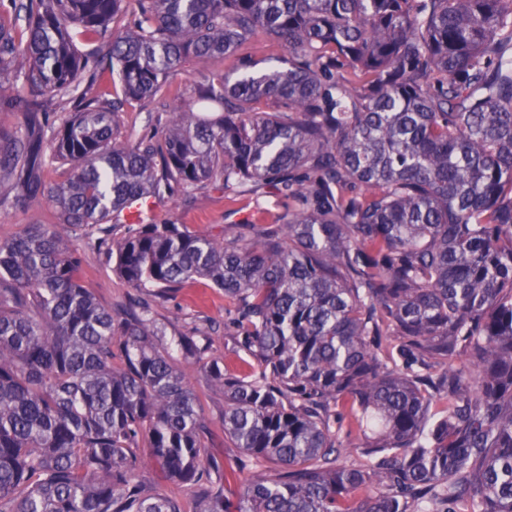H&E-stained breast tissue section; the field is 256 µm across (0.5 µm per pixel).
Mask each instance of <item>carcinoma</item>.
I'll return each mask as SVG.
<instances>
[{"instance_id":"carcinoma-1","label":"carcinoma","mask_w":512,"mask_h":512,"mask_svg":"<svg viewBox=\"0 0 512 512\" xmlns=\"http://www.w3.org/2000/svg\"><path fill=\"white\" fill-rule=\"evenodd\" d=\"M10 2L15 204H52L129 288L211 281L244 357L230 369L208 332L164 341L147 303L101 306L50 224L1 237L0 512H183L140 486L142 440L205 512H512V0ZM259 34L288 67L252 70ZM231 57L240 77L191 89L150 138L119 135L179 63ZM74 92L53 144L70 173L47 184L34 132ZM198 184L268 186L288 214L212 237L145 208L111 237L129 200ZM182 360L224 386V437L250 459L221 475L234 500L198 486L220 463ZM353 435L359 467L340 462Z\"/></svg>"}]
</instances>
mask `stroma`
Instances as JSON below:
<instances>
[{"label": "stroma", "mask_w": 512, "mask_h": 512, "mask_svg": "<svg viewBox=\"0 0 512 512\" xmlns=\"http://www.w3.org/2000/svg\"><path fill=\"white\" fill-rule=\"evenodd\" d=\"M235 63L225 60L203 70L195 61L188 60L179 64L168 80V91L164 97L143 100L125 107L118 115V132L123 136L141 137L156 131L166 122L168 109L176 102L178 94L189 92L196 84L209 77L233 73ZM288 202L269 191L257 195L248 194L231 202L225 199L224 192L212 185H199L178 193L174 197L157 204L153 210L155 223L174 222L184 225L189 232L216 236L224 225L249 220L258 224L265 223L270 217L287 212ZM51 224L56 232L82 255L78 270L80 284L88 288L96 301L107 308L126 302L131 293L114 271V263L105 254L99 252L81 232L69 225L56 221L52 207L37 204L27 209L14 207L12 194L8 186H0V234L16 231L21 224ZM153 316L159 325L182 333L204 330L216 326L213 336L212 353L227 362H236L233 341L224 336V293L214 288L205 279L195 281L184 288L171 301L153 306ZM190 383L198 396L203 414L208 422L209 442L223 465L235 466L245 463L246 455L235 448L224 437V389L211 381L198 366L185 367Z\"/></svg>", "instance_id": "obj_1"}]
</instances>
